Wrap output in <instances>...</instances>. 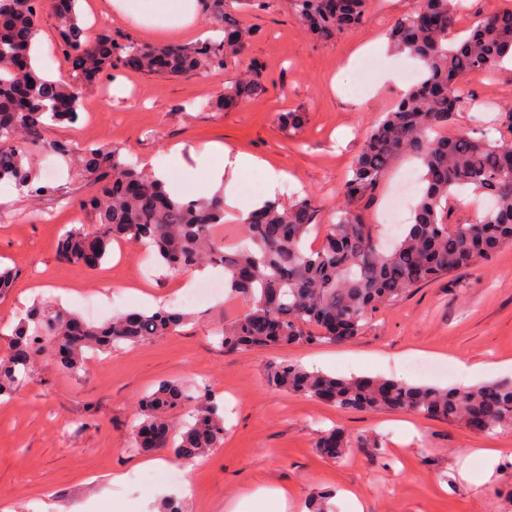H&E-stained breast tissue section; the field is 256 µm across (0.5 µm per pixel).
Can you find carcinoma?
I'll use <instances>...</instances> for the list:
<instances>
[{
  "mask_svg": "<svg viewBox=\"0 0 512 512\" xmlns=\"http://www.w3.org/2000/svg\"><path fill=\"white\" fill-rule=\"evenodd\" d=\"M77 0H0V183L27 188L39 196L49 187L33 185L34 149L65 152L45 139L52 124L72 123L82 108L79 88L48 81L26 61L11 64L30 40L42 13L60 20V37L73 71L83 80L126 67L148 75L181 76L222 68L239 56L253 30L239 13L257 0H211L220 22L218 35L193 46H157L103 32L84 38ZM294 18L320 39H331L365 22L370 0H290ZM461 0H419L389 32L392 47L419 58L425 66L396 106L368 132L344 184L349 206L328 225L322 246L307 251L303 241L315 225L314 200L301 197L286 206L273 201L242 223L244 243L224 248L211 228L224 223V198H174L151 174L128 166L114 151L87 149L84 170L96 186L91 199L97 225L74 228L58 244L60 257L95 270L114 240L144 245L168 270L179 273L211 266L224 270V286L242 297L247 311L224 325L220 342L228 351L300 343H343L360 335L369 314L396 302L411 289L445 274L470 269L512 244V142L484 132L478 137L444 136L458 112L469 104L456 85L466 73L494 70L512 58V8L485 15L469 33L451 35ZM262 89L258 75L235 82L216 100L222 110ZM415 153L424 183L413 222L384 242L367 222L366 211L384 173L398 157ZM461 189L490 201L483 216L469 223L452 220L448 202ZM177 311L132 312L93 324L69 311L39 306L14 331L0 351V396L17 393L36 360L46 354L64 368L80 370L87 354L139 344L179 326ZM316 328L311 333L308 328ZM267 382L290 394L327 402L339 410L385 409L411 412L448 422L475 420L478 433L512 426V381L438 389L386 379H341L281 363ZM194 398L190 387L163 380L142 399L145 421L137 447L165 448L179 460H195L224 442V418L207 401L183 431L171 417ZM345 433L332 430L316 448L331 459L342 456Z\"/></svg>",
  "mask_w": 512,
  "mask_h": 512,
  "instance_id": "cac0c4a2",
  "label": "carcinoma"
}]
</instances>
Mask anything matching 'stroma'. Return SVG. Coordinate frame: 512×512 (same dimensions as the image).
Returning a JSON list of instances; mask_svg holds the SVG:
<instances>
[{"label":"stroma","mask_w":512,"mask_h":512,"mask_svg":"<svg viewBox=\"0 0 512 512\" xmlns=\"http://www.w3.org/2000/svg\"><path fill=\"white\" fill-rule=\"evenodd\" d=\"M418 0H372L367 21L331 40L311 35L295 20L289 0H262L243 12L255 33L246 50L222 70L167 77L117 68L83 90L77 123L51 128L64 143L44 183L49 193L0 202V267L17 270L0 297V327H14L34 305L83 313L87 299L103 301L105 322L135 309H177L182 275L143 258L137 245L112 243L100 268L62 260L65 231L90 228L85 202L93 187L82 168L89 148L112 150L138 168L219 141L287 173L280 203L308 196L319 207L318 227L304 241L319 248L325 226L346 204L344 183L363 139L383 112L409 89L405 72L418 60L390 49L387 31ZM93 17L87 37L107 29L139 42L164 44L156 16L117 15L110 0H79ZM43 69L75 82L59 36V20L44 11ZM260 69L264 88L238 105L216 111L206 100L239 76ZM458 85L470 97L449 134L487 128L496 107H512V64L470 74ZM299 115L296 127L283 124ZM414 155L387 171L370 212L382 221L395 189L420 177ZM238 298L218 295L187 308L175 331L123 345L67 371L53 359L38 362L25 386L0 398V512H159L174 500L184 512H234L246 495L283 487L288 512H351L356 494L364 512H512V430L477 434L457 423L388 410L336 407L271 387L267 373L289 361L342 378L377 377L439 388L460 384L461 364L484 370L474 384L512 379V244L476 268L442 276L380 307L352 341L224 351L216 333L244 314ZM193 384L224 410V444L209 456L175 461L183 481L136 491L145 456L134 451L144 393L160 381ZM344 430L343 458L316 448L320 432ZM502 449L493 473L479 451ZM122 484H112L114 474Z\"/></svg>","instance_id":"obj_1"}]
</instances>
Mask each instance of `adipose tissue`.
Segmentation results:
<instances>
[{"instance_id":"1","label":"adipose tissue","mask_w":512,"mask_h":512,"mask_svg":"<svg viewBox=\"0 0 512 512\" xmlns=\"http://www.w3.org/2000/svg\"><path fill=\"white\" fill-rule=\"evenodd\" d=\"M223 157L222 165H212L214 157ZM263 166L262 160L247 154L238 153L226 157L223 144L208 142L192 151L190 157H183L180 152L170 151L165 162L154 164L155 178L161 182L170 193H177L179 180L192 178L198 170H206L208 181L218 187L223 183H235L244 173Z\"/></svg>"}]
</instances>
